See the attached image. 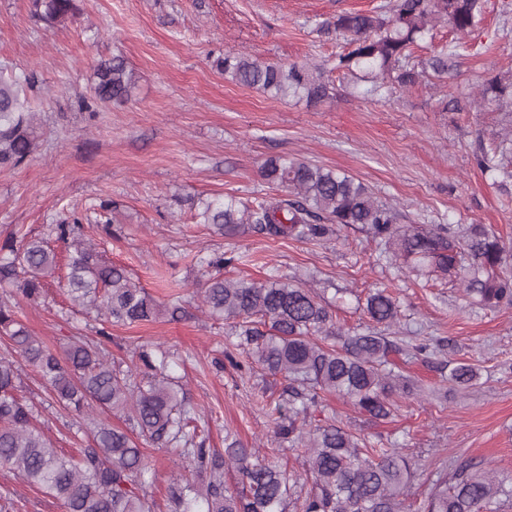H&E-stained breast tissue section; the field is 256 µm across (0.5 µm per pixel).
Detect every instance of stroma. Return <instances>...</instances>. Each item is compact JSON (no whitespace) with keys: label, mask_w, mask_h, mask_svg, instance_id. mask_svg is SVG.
Segmentation results:
<instances>
[{"label":"stroma","mask_w":512,"mask_h":512,"mask_svg":"<svg viewBox=\"0 0 512 512\" xmlns=\"http://www.w3.org/2000/svg\"><path fill=\"white\" fill-rule=\"evenodd\" d=\"M385 0H79L75 19L44 27L30 0H0V69L34 70L30 97L40 119L39 146L16 168H0V241L10 232L40 233L69 212L92 214L114 204L111 233L87 231L105 258L124 266L160 304L183 299L186 316L116 325L107 350L129 365L140 345L173 353L175 373L191 404L201 408L200 435L223 451L232 440L256 448L265 461L307 487L303 451L279 450L267 416L287 386L281 376L250 372L231 326L198 306L201 257L231 253L228 279L297 277L333 300L344 329L365 324L358 298L373 288L396 297L400 319L391 335L430 341V352L401 360L421 398L398 399L394 416L371 421L327 393L319 420L342 421L375 447L399 444L414 464L411 504H419L436 471L471 461L504 483L499 512H512V308H479L457 285L424 282L383 257L371 237L343 227L335 239L302 243L244 228L227 236L195 223L178 205L186 195L250 197L268 193L260 168L268 157H304L369 185L410 224H484L512 243V197L492 188L474 165L481 143L512 117L491 105L446 109L453 96L475 94L512 70V0H488L482 23L464 39L455 69L428 76L387 99L337 92L318 105L276 99L225 79L213 59L244 52L262 61L321 65L340 50L318 31L322 20L369 11ZM122 56L136 85L129 102L86 110L95 63ZM66 269L44 282L38 301L19 297L14 311L54 350L69 339L95 340L93 315L76 311L66 293ZM451 360L474 363L479 378L462 391L438 394ZM40 421L66 454L91 447V436L61 409ZM155 473L147 493L154 512H170L167 485L178 475L166 449L145 445ZM14 512H64L62 503L0 471V493Z\"/></svg>","instance_id":"obj_1"}]
</instances>
